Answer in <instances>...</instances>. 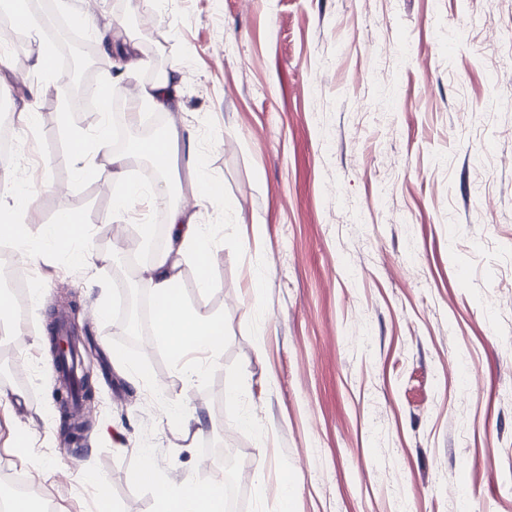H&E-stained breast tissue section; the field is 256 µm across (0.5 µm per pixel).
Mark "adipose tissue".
Here are the masks:
<instances>
[{"label": "adipose tissue", "mask_w": 512, "mask_h": 512, "mask_svg": "<svg viewBox=\"0 0 512 512\" xmlns=\"http://www.w3.org/2000/svg\"><path fill=\"white\" fill-rule=\"evenodd\" d=\"M68 148L60 160L77 165L82 175L93 177L113 188V210L127 211L133 201L153 198L166 210L167 241L145 269L146 281L158 304L153 308V331L157 339L173 354L189 348L218 350L224 336V319L198 307L190 306L181 288V267L191 262L200 268L197 285L210 287L206 273L215 246L212 227L198 221L190 207L191 202L208 203L216 209L224 207V191L220 182L209 176L202 156L195 149L196 131L190 125L169 127L163 132L161 145L166 164H173L178 148H185L186 163L195 173L190 201H170L163 186L135 185L126 174V157L113 152L108 124H101L96 132L70 125L66 128ZM30 199L17 189L0 193V236L21 244V257L29 252L23 244L25 214ZM160 512H224L222 481L194 483L187 481L163 489Z\"/></svg>", "instance_id": "obj_1"}]
</instances>
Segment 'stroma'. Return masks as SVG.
Masks as SVG:
<instances>
[{
    "instance_id": "35a3bbf8",
    "label": "stroma",
    "mask_w": 512,
    "mask_h": 512,
    "mask_svg": "<svg viewBox=\"0 0 512 512\" xmlns=\"http://www.w3.org/2000/svg\"><path fill=\"white\" fill-rule=\"evenodd\" d=\"M80 15L136 115L127 138L190 123L223 184L225 210H199L212 286L192 264L181 278L224 338L177 358L124 337L126 288L146 285L127 260L165 213L113 214L58 163L67 72L44 78L17 43L0 98L23 162L6 171L33 193L38 258L16 260L0 323V480L36 479L54 512H158L141 452L170 486L221 475L230 446L238 512H512V0H50L54 50L72 44L56 18ZM120 39L146 61L135 76ZM174 69L182 108L156 113L135 91ZM67 209L111 256L97 270L42 247ZM67 299L96 383L78 447L42 345Z\"/></svg>"
}]
</instances>
